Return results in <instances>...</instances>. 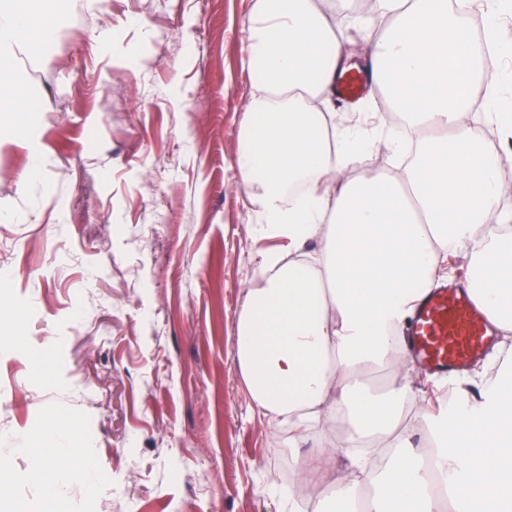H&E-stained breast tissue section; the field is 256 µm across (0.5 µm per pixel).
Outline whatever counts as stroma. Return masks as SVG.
<instances>
[{"label": "stroma", "mask_w": 512, "mask_h": 512, "mask_svg": "<svg viewBox=\"0 0 512 512\" xmlns=\"http://www.w3.org/2000/svg\"><path fill=\"white\" fill-rule=\"evenodd\" d=\"M251 5L65 0L56 39L17 60L31 107L23 135L0 126L2 506L44 512L19 449L54 415L97 481L64 484L57 512H290L292 491L328 490L283 473L297 451L235 353L263 250L288 255L234 166ZM383 101L337 97L335 121L367 113L400 138Z\"/></svg>", "instance_id": "1"}]
</instances>
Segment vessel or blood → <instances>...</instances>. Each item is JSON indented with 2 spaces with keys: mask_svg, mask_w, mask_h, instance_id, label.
Wrapping results in <instances>:
<instances>
[{
  "mask_svg": "<svg viewBox=\"0 0 512 512\" xmlns=\"http://www.w3.org/2000/svg\"><path fill=\"white\" fill-rule=\"evenodd\" d=\"M490 340L486 315L468 297L447 288L425 296L408 338L422 363L442 375L479 356Z\"/></svg>",
  "mask_w": 512,
  "mask_h": 512,
  "instance_id": "vessel-or-blood-1",
  "label": "vessel or blood"
}]
</instances>
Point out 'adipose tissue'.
<instances>
[{
	"mask_svg": "<svg viewBox=\"0 0 512 512\" xmlns=\"http://www.w3.org/2000/svg\"><path fill=\"white\" fill-rule=\"evenodd\" d=\"M59 0H0V78L17 52L52 38ZM386 18L374 36L370 79L417 130L392 174L357 167L378 141L338 128L325 109L352 64L345 22L326 0H256L246 44L251 83L235 166L260 189L267 235L313 260L292 261L247 292L236 355L259 408L288 422L293 447L314 442L299 479L331 477L328 495L304 512H512V348L489 356L481 387L459 377L463 411L436 424L409 385L378 393L367 376L409 377L403 333L421 297L448 281L442 258L468 260L466 290L512 340V209L501 171L512 153L485 148L463 116L484 85L483 120L512 138V43L500 25L479 54L450 0H379ZM348 440L332 433L334 421ZM433 442L439 464L409 450L413 433ZM366 446L344 470V448ZM81 436L67 425L25 442L28 474L46 485L96 481L80 461Z\"/></svg>",
	"mask_w": 512,
	"mask_h": 512,
	"instance_id": "ef3b65f1",
	"label": "adipose tissue"
}]
</instances>
